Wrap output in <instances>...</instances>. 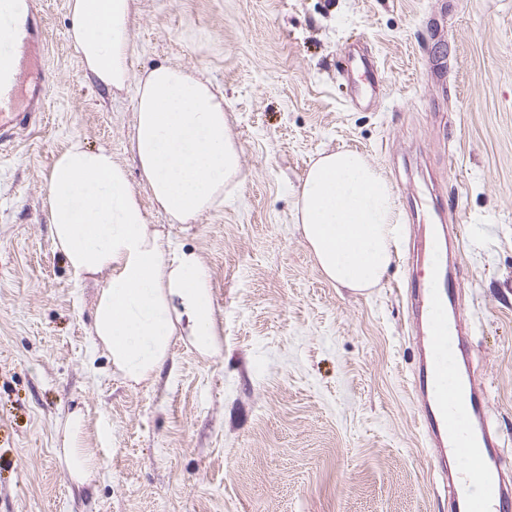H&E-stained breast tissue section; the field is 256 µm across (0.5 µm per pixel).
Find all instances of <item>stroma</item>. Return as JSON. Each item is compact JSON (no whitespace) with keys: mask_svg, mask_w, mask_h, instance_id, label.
<instances>
[{"mask_svg":"<svg viewBox=\"0 0 512 512\" xmlns=\"http://www.w3.org/2000/svg\"><path fill=\"white\" fill-rule=\"evenodd\" d=\"M48 112L0 149V512H448L411 390L403 289L445 223L477 385L512 474V0H134L131 72L179 65L224 96L240 175L224 206L154 228L203 259L220 350L175 339L133 383L94 350L104 275L74 283L44 205L73 138L133 185L134 85L87 73L68 0H38ZM383 72L364 88L352 59ZM359 151L401 234L381 283L328 280L295 224L322 154ZM81 415L102 469L78 483L56 434Z\"/></svg>","mask_w":512,"mask_h":512,"instance_id":"35a3bbf8","label":"stroma"}]
</instances>
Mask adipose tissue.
I'll list each match as a JSON object with an SVG mask.
<instances>
[{"instance_id":"obj_1","label":"adipose tissue","mask_w":512,"mask_h":512,"mask_svg":"<svg viewBox=\"0 0 512 512\" xmlns=\"http://www.w3.org/2000/svg\"><path fill=\"white\" fill-rule=\"evenodd\" d=\"M134 0H69L70 36L85 70L109 88L134 84L130 149L152 203L169 223L186 224L224 203L239 154L224 97L181 66L131 76L128 30ZM45 204L56 249L74 282L99 273L92 334L128 380L152 378L175 335L204 352L218 348L205 264L149 224L139 193L110 150L74 138L54 158ZM296 222L328 279L376 287L394 261L398 205L391 184L357 151L321 157L297 194ZM79 417L63 428L59 459L77 482L99 465L82 447Z\"/></svg>"}]
</instances>
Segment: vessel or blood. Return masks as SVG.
Returning <instances> with one entry per match:
<instances>
[{
	"instance_id": "obj_1",
	"label": "vessel or blood",
	"mask_w": 512,
	"mask_h": 512,
	"mask_svg": "<svg viewBox=\"0 0 512 512\" xmlns=\"http://www.w3.org/2000/svg\"><path fill=\"white\" fill-rule=\"evenodd\" d=\"M7 26V39L0 45V55L5 58L0 65V144L11 139L17 127L42 121L47 83L45 74L39 73L33 86L22 87L15 68L16 63L34 56L45 41L36 0H22L18 10L9 15ZM453 296V286L445 280L427 283L415 278L407 287L408 317L424 321L427 331L422 363L413 382L420 404V429L447 482L448 500L456 512H512V482L495 465V444L487 437L475 442L472 431H457L459 418L483 415L485 400L474 390L460 405L448 397L447 366L441 349L449 337L461 332L460 322L450 321L444 311ZM474 452L484 458L478 471L463 475L452 471L451 460Z\"/></svg>"
}]
</instances>
